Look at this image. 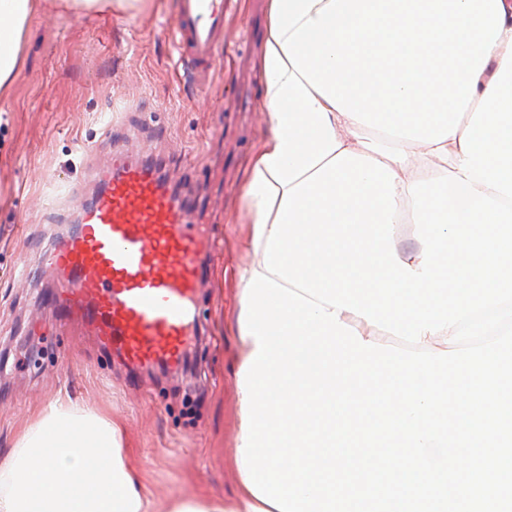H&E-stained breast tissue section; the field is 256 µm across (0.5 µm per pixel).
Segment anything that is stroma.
Returning a JSON list of instances; mask_svg holds the SVG:
<instances>
[{"mask_svg":"<svg viewBox=\"0 0 512 512\" xmlns=\"http://www.w3.org/2000/svg\"><path fill=\"white\" fill-rule=\"evenodd\" d=\"M33 2L0 97V450L67 397L121 426L126 462L158 501L232 498L234 372L245 354L239 272L258 259L245 245L242 188L266 134L264 42L251 18L266 14L267 0H227L223 64L203 94L179 82L172 0H132L121 16ZM122 132L128 147L165 156L182 190L201 200L195 222L214 236L186 373L133 374L80 328L59 324L51 280L18 274L40 267L49 232L74 223L70 186L93 190Z\"/></svg>","mask_w":512,"mask_h":512,"instance_id":"stroma-1","label":"stroma"}]
</instances>
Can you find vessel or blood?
Here are the masks:
<instances>
[{"label": "vessel or blood", "mask_w": 512, "mask_h": 512, "mask_svg": "<svg viewBox=\"0 0 512 512\" xmlns=\"http://www.w3.org/2000/svg\"><path fill=\"white\" fill-rule=\"evenodd\" d=\"M225 3L175 0L169 34L179 68L200 90L220 63ZM96 180L91 198L70 188L77 227L49 248L54 303L130 366L177 370L199 333L196 304L212 241L162 161L118 145Z\"/></svg>", "instance_id": "b4317fda"}]
</instances>
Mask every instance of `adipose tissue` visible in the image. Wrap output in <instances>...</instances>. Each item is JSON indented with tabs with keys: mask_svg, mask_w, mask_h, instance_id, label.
Wrapping results in <instances>:
<instances>
[{
	"mask_svg": "<svg viewBox=\"0 0 512 512\" xmlns=\"http://www.w3.org/2000/svg\"><path fill=\"white\" fill-rule=\"evenodd\" d=\"M262 56L267 135L243 187L247 244L263 253L284 190L341 151L409 186L458 172L460 138L512 41V0H268ZM31 0H0V86L14 70ZM0 512H277L239 485L232 505L186 496L157 509L125 462L119 426L48 403L0 459Z\"/></svg>",
	"mask_w": 512,
	"mask_h": 512,
	"instance_id": "ef3b65f1",
	"label": "adipose tissue"
}]
</instances>
